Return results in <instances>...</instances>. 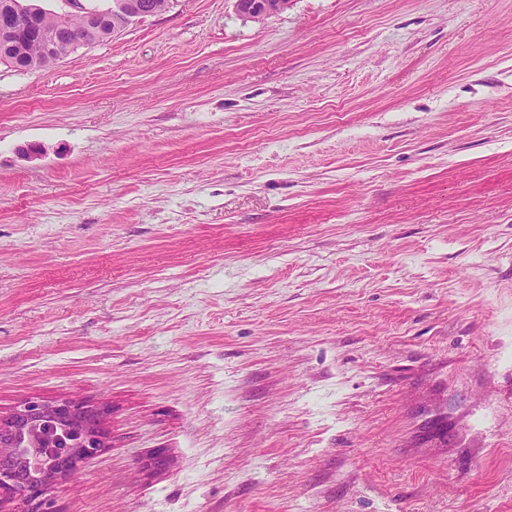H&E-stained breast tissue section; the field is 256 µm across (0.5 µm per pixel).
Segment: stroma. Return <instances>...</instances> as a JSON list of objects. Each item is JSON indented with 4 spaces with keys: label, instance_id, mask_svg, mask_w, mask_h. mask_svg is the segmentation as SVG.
Returning a JSON list of instances; mask_svg holds the SVG:
<instances>
[{
    "label": "stroma",
    "instance_id": "35a3bbf8",
    "mask_svg": "<svg viewBox=\"0 0 512 512\" xmlns=\"http://www.w3.org/2000/svg\"><path fill=\"white\" fill-rule=\"evenodd\" d=\"M32 398L102 412L51 512H512V0H172L0 64ZM239 16L252 21H263L288 8L290 0H235Z\"/></svg>",
    "mask_w": 512,
    "mask_h": 512
}]
</instances>
